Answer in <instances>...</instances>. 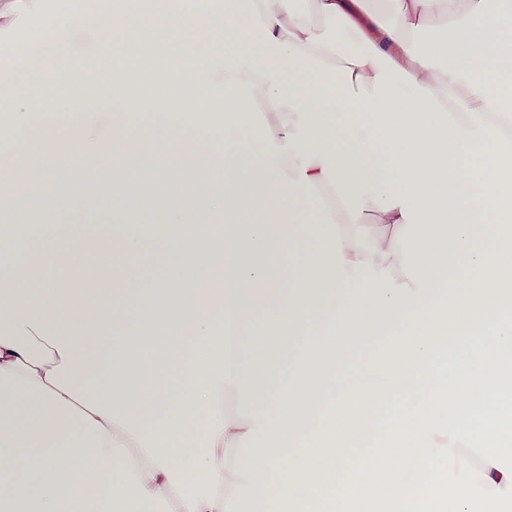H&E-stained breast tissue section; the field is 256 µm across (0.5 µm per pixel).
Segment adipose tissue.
<instances>
[{
    "label": "adipose tissue",
    "instance_id": "adipose-tissue-1",
    "mask_svg": "<svg viewBox=\"0 0 512 512\" xmlns=\"http://www.w3.org/2000/svg\"><path fill=\"white\" fill-rule=\"evenodd\" d=\"M215 0H186L148 13L129 0H95L45 21L42 46L18 41L0 62V88L20 63L42 56L78 68L101 91L93 67L113 47L107 107L145 111L146 84L169 89L166 105L192 127L197 102L173 88L199 85L224 114V139L250 135L249 172L238 159L202 157L159 130L128 149L113 170V199L97 184L101 210L121 207L105 246L72 255L51 249L32 261L23 245L28 213L10 207L0 226V512H347L356 420L324 439L329 409L371 408L407 398L411 381L447 343L473 336L512 292V9L504 0H225L223 35L206 25ZM94 47L76 51L72 36ZM161 53L163 72L128 71L127 57ZM163 157L160 181L179 178L195 212L163 210L162 235L184 246L178 264L145 283L134 255L147 213L137 175ZM80 171L65 159L44 175L46 222L77 203L60 193ZM315 205L298 220L290 200ZM221 215L223 223L206 218ZM224 241L223 288L198 285L213 269L199 237ZM311 242L302 269L281 282L271 269L284 244ZM263 309L252 323L250 315ZM219 325H211V317ZM400 323L390 363L346 368L360 327ZM308 335L321 357L301 370L292 343ZM512 350V317L501 316L473 357V400L499 352ZM454 376L413 398L412 416L392 412L387 445L418 424V444L391 461L397 483L427 464L418 512H475L486 496L512 505V467L501 448L512 425L492 409L452 413ZM316 414L306 447L264 456L244 444L297 427L289 402ZM480 470L449 471L460 447ZM328 470L331 485L303 479ZM198 487L186 492L189 478Z\"/></svg>",
    "mask_w": 512,
    "mask_h": 512
}]
</instances>
